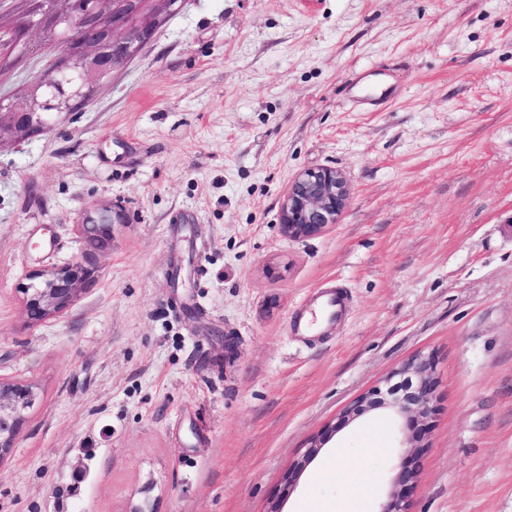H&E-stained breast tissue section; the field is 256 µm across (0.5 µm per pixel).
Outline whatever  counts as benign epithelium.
Instances as JSON below:
<instances>
[{
  "label": "benign epithelium",
  "mask_w": 512,
  "mask_h": 512,
  "mask_svg": "<svg viewBox=\"0 0 512 512\" xmlns=\"http://www.w3.org/2000/svg\"><path fill=\"white\" fill-rule=\"evenodd\" d=\"M183 0H144L142 8L127 18L119 16L118 0H46L43 13L60 26L56 49L59 63L28 86L18 102L0 95V142L22 139L41 132L45 116L62 114L88 99L95 89L148 43L163 21V14L175 11ZM41 19H30L25 31L0 23V60H18L33 51L31 32L40 29ZM351 193L345 175L333 168L309 169L294 177L281 211L284 232L292 238H306L338 223ZM121 214H101L84 225L91 247L112 239V224ZM90 270L81 263L41 271L32 275L41 288L26 293L28 319L40 322L69 307L79 295ZM438 384L433 357L418 354L391 371L381 386L355 400L339 417L345 427L367 415L386 418L402 432L400 447L419 455L429 448L427 433L435 413ZM38 393L31 386L0 382V459L12 452L21 435L25 413L34 406ZM330 433L310 442L302 457L284 472L286 485L295 486L309 465L330 441ZM416 472L400 454L398 471L377 512H411L409 492Z\"/></svg>",
  "instance_id": "1"
}]
</instances>
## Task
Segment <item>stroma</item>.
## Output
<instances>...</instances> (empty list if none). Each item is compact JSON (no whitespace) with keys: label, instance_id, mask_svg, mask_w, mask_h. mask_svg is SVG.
<instances>
[{"label":"stroma","instance_id":"stroma-1","mask_svg":"<svg viewBox=\"0 0 512 512\" xmlns=\"http://www.w3.org/2000/svg\"><path fill=\"white\" fill-rule=\"evenodd\" d=\"M57 59L0 67V92ZM322 167L348 205L288 237V185ZM77 261V300L30 322L31 274ZM329 281L335 333L291 336ZM419 353L413 512H512V0H183L78 110L0 145V379L40 392L0 512H376L383 418L335 433L326 476L282 475ZM121 214L112 211V218L109 214H101L97 219L91 217L87 224H83L86 238L91 247H101L112 239V224L120 223ZM112 223V224H110Z\"/></svg>","mask_w":512,"mask_h":512}]
</instances>
